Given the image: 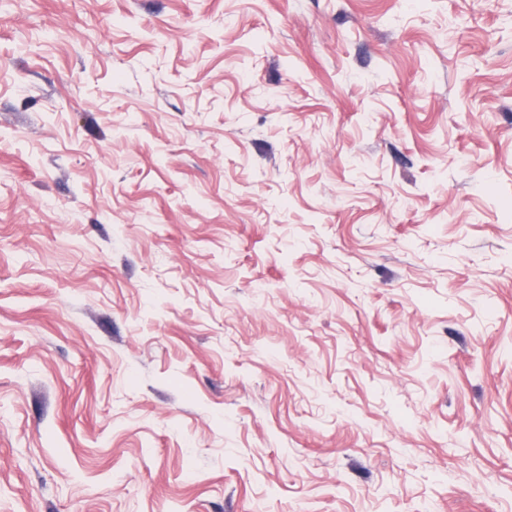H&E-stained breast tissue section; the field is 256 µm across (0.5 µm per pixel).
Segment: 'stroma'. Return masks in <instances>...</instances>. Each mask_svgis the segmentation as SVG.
Listing matches in <instances>:
<instances>
[{
  "instance_id": "obj_1",
  "label": "stroma",
  "mask_w": 512,
  "mask_h": 512,
  "mask_svg": "<svg viewBox=\"0 0 512 512\" xmlns=\"http://www.w3.org/2000/svg\"><path fill=\"white\" fill-rule=\"evenodd\" d=\"M0 512H512V0H0Z\"/></svg>"
}]
</instances>
